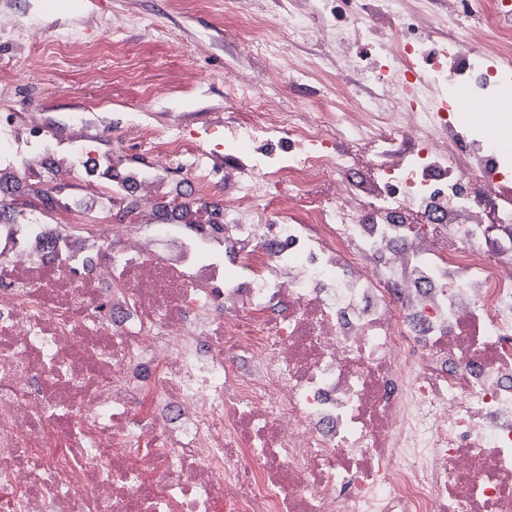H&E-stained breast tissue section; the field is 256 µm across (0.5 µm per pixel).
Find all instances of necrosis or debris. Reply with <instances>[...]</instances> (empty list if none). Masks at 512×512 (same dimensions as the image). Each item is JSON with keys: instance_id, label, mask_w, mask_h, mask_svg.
<instances>
[{"instance_id": "1", "label": "necrosis or debris", "mask_w": 512, "mask_h": 512, "mask_svg": "<svg viewBox=\"0 0 512 512\" xmlns=\"http://www.w3.org/2000/svg\"><path fill=\"white\" fill-rule=\"evenodd\" d=\"M360 3L326 36L345 61L315 111L225 129L251 167L222 223L73 202L60 238L24 210L0 224V512H512V199L463 223L502 177L496 144L421 97L485 101L512 0H457L438 46L402 0ZM11 134L0 120V161L47 149L39 120ZM141 134L149 171L109 183L82 142L70 178L157 205L186 142Z\"/></svg>"}]
</instances>
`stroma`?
<instances>
[{
	"label": "stroma",
	"mask_w": 512,
	"mask_h": 512,
	"mask_svg": "<svg viewBox=\"0 0 512 512\" xmlns=\"http://www.w3.org/2000/svg\"><path fill=\"white\" fill-rule=\"evenodd\" d=\"M293 0H0V28L22 27L23 38L0 39V66L12 69L10 105L16 129L31 113L68 119L100 107L108 122L99 127L97 148L116 165H148L153 154L130 127L140 117L157 127L181 129L188 148L205 155L211 170L223 172V154L211 137L226 124L251 119V106L238 101V84H250L267 98L271 112H301L316 93L315 83L292 86L287 67L271 66L266 53L241 25L265 26L281 59H309L317 51L315 31L288 33ZM73 27L86 33L84 46L62 54L57 40ZM40 66L27 65L32 50ZM52 149L29 165L22 187L4 185L0 195L16 209L49 211L68 221L67 195L77 183L43 177L69 153L66 130Z\"/></svg>",
	"instance_id": "35a3bbf8"
}]
</instances>
